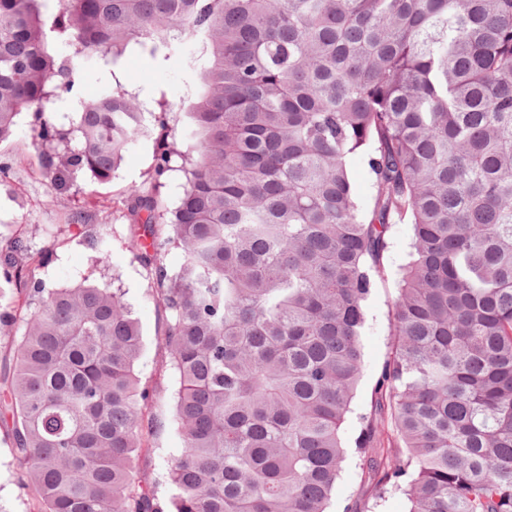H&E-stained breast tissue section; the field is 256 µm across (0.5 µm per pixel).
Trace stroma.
Here are the masks:
<instances>
[{"label": "stroma", "instance_id": "obj_1", "mask_svg": "<svg viewBox=\"0 0 512 512\" xmlns=\"http://www.w3.org/2000/svg\"><path fill=\"white\" fill-rule=\"evenodd\" d=\"M190 51V46H180L163 65L145 55H130L114 72L99 63L87 64L73 93L55 96L48 109L69 111L72 94H95L117 77L148 108L152 107L157 90H164L170 103L163 116L165 127L173 133H181L189 123L188 110L199 88L197 72L185 63ZM31 120V115H23L15 135L0 143V162L10 166L9 175L0 179V232L20 236L34 249L48 251L43 277L49 287L66 286L86 277L95 284L121 289L142 332L144 354L137 368L138 376L143 385L160 392L161 397L151 413L165 423L162 430L147 437L137 467L142 471L164 473L168 462L179 455L182 448V441L171 425L175 380L159 346L166 314L149 294L147 270L134 260L128 248L130 225L125 218L128 195L133 190L146 191L151 187L161 141L152 136L131 147L111 182L96 184L85 176L67 192L56 195L38 165L37 148L30 137ZM75 212L81 213L85 223L111 225V257L107 265L98 264L97 252L84 231L70 227L64 234H57V225L68 224L70 215ZM411 235L410 225L393 226L383 277L366 303L363 370L352 402L354 414L342 430L349 443L360 432L359 415L367 414L377 426V447L393 448L398 444L389 415L375 411L374 389L390 351L392 307L397 296L399 270L408 260ZM29 502V493L16 484L11 449L0 437V512H29ZM351 504L357 505L359 512H408L409 509L402 489L390 487L384 494H376L371 476L353 453L347 454L341 465L328 512H344Z\"/></svg>", "mask_w": 512, "mask_h": 512}]
</instances>
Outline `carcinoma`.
I'll return each instance as SVG.
<instances>
[{
    "label": "carcinoma",
    "mask_w": 512,
    "mask_h": 512,
    "mask_svg": "<svg viewBox=\"0 0 512 512\" xmlns=\"http://www.w3.org/2000/svg\"><path fill=\"white\" fill-rule=\"evenodd\" d=\"M48 2L0 0V141L32 113L55 192L111 180L152 133L115 75L48 118L80 65L191 41L201 86L155 192L127 205L129 251L170 314L184 448L166 480L134 467L158 425L131 307L86 278L47 287L44 252L0 234L17 294L0 431L35 512H327L397 220L412 240L375 395L399 446L378 456L362 415L354 448L409 512H512V0ZM362 149L366 217L348 173ZM89 228L102 261L112 225Z\"/></svg>",
    "instance_id": "obj_1"
}]
</instances>
